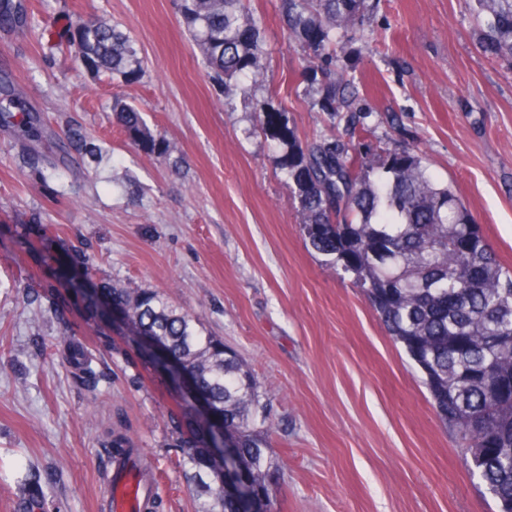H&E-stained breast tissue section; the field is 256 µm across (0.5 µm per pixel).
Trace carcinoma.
I'll return each mask as SVG.
<instances>
[{
  "label": "carcinoma",
  "instance_id": "cac0c4a2",
  "mask_svg": "<svg viewBox=\"0 0 512 512\" xmlns=\"http://www.w3.org/2000/svg\"><path fill=\"white\" fill-rule=\"evenodd\" d=\"M476 2L485 51L512 64V0ZM378 3L279 0L282 26L308 50V68L321 74L320 111L333 124L340 113H351L348 139L303 142L266 98L254 100V112L264 134L286 146L282 169L305 239L365 294L423 373L432 406L462 454H479L478 476L498 512H512V269L501 264L462 198L433 177L416 149L367 152L359 92L338 64V51L364 31ZM176 7L225 99L250 93L237 84L240 76L254 86L265 83L261 23L245 0H176ZM25 23L14 0H0L1 29ZM68 32V45L94 72L132 81L141 70L130 35L117 26L75 19ZM17 108L15 126L29 141L40 132L41 117L20 103ZM113 112L131 142L153 153L168 151L133 105L117 101ZM112 302L182 361L224 415V436L250 463L248 495L226 496L214 474L224 441L183 448L195 483L194 512H266L276 464L269 429L257 423L260 394L247 364L161 292L114 288ZM62 343L70 367L87 372L84 344L73 336ZM104 448L132 462L137 483L147 478L130 439L110 432Z\"/></svg>",
  "mask_w": 512,
  "mask_h": 512
}]
</instances>
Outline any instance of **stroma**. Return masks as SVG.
Here are the masks:
<instances>
[{"label":"stroma","mask_w":512,"mask_h":512,"mask_svg":"<svg viewBox=\"0 0 512 512\" xmlns=\"http://www.w3.org/2000/svg\"><path fill=\"white\" fill-rule=\"evenodd\" d=\"M29 29L0 30V100L20 92L46 129L22 146L0 118V512H107L108 429L156 477L158 512H193L173 424L182 394L120 314L77 289L163 293L252 371L277 461L270 512H496L436 415L420 374L361 289L305 240L252 98L224 100L173 0H22ZM267 47L258 96L302 140L334 132L278 0H251ZM132 37L136 81L93 76L69 48L76 17ZM476 0H380L342 58L384 149L420 147L512 267V67L481 46ZM132 103L169 150L131 143ZM89 154L65 153L69 130ZM69 261L72 279L55 275ZM91 351L74 377L59 339Z\"/></svg>","instance_id":"1"}]
</instances>
